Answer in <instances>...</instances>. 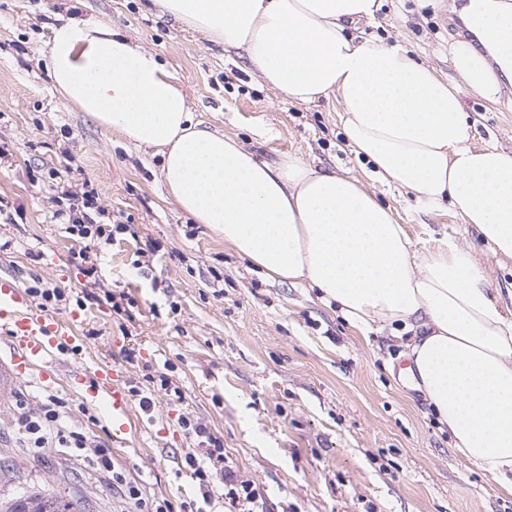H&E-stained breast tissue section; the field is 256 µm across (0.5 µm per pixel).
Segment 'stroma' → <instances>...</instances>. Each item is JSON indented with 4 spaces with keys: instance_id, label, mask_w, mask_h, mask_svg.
I'll use <instances>...</instances> for the list:
<instances>
[{
    "instance_id": "35a3bbf8",
    "label": "stroma",
    "mask_w": 512,
    "mask_h": 512,
    "mask_svg": "<svg viewBox=\"0 0 512 512\" xmlns=\"http://www.w3.org/2000/svg\"><path fill=\"white\" fill-rule=\"evenodd\" d=\"M467 0H383L365 33L400 41L449 82L448 49L471 39L457 14ZM95 19L158 54L178 78L196 119L236 138L258 159L293 155L313 168L344 171L396 209L412 247L449 235L470 249L491 295L512 316V259L494 254L447 207L372 180L339 124L336 100L300 104L267 88L246 54L184 30L146 0H0V275L21 287L80 292L79 250L96 256L97 303L53 307L72 320L79 351L62 357L47 381L22 376L0 399V502L51 490L79 512H143L152 502L200 500L185 463L197 446L189 418L224 441L227 463L263 494L264 512H512V495L452 446L446 427L409 378L391 327L361 333L314 290L269 280L168 196L162 158L102 128L67 103L47 69L60 19ZM501 99L461 98L476 119V145L512 151V80ZM59 172L52 180L50 172ZM90 182L112 245L69 238L50 216L58 186ZM153 242L157 252L140 253ZM125 293V316L106 293ZM139 360H124L127 349ZM122 365L128 385L150 398L133 415L125 443L114 440L103 404L84 376L96 363ZM167 371L180 397L155 390L147 370ZM67 403L63 426L107 449L116 471L140 490L129 498L85 451L34 448L19 429L48 397Z\"/></svg>"
}]
</instances>
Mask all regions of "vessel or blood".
<instances>
[{
	"instance_id": "obj_1",
	"label": "vessel or blood",
	"mask_w": 512,
	"mask_h": 512,
	"mask_svg": "<svg viewBox=\"0 0 512 512\" xmlns=\"http://www.w3.org/2000/svg\"><path fill=\"white\" fill-rule=\"evenodd\" d=\"M75 342L69 322L34 308L14 277L0 275V344L10 349L9 362H0V393L12 389L27 369H37L41 378H48L61 355L75 351ZM87 378L90 396L107 400L113 422L125 419L132 400L120 367L100 363Z\"/></svg>"
}]
</instances>
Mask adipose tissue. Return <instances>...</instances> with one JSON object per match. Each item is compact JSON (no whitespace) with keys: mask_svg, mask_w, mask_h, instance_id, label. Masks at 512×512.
<instances>
[{"mask_svg":"<svg viewBox=\"0 0 512 512\" xmlns=\"http://www.w3.org/2000/svg\"><path fill=\"white\" fill-rule=\"evenodd\" d=\"M211 42L245 52L262 82L301 104L335 99L372 174L416 200L449 203L512 259V152L475 146L456 88L401 44L358 35L381 0H154ZM475 42L449 49L474 94L499 101L512 75V5L471 0ZM49 66L69 104L156 149L168 194L275 281L317 289L361 332H409L404 356L454 448L512 493V319L469 250L412 248L396 210L357 178L288 156L271 165L195 120L177 78L100 20L54 27Z\"/></svg>","mask_w":512,"mask_h":512,"instance_id":"1","label":"adipose tissue"}]
</instances>
